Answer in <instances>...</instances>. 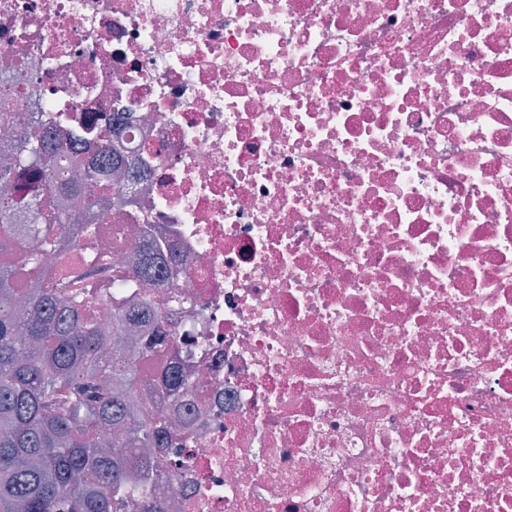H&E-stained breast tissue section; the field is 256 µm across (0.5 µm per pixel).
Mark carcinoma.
<instances>
[{"label": "carcinoma", "instance_id": "carcinoma-1", "mask_svg": "<svg viewBox=\"0 0 512 512\" xmlns=\"http://www.w3.org/2000/svg\"><path fill=\"white\" fill-rule=\"evenodd\" d=\"M0 166V512H165L153 461L175 438L167 404L195 391L168 363L175 339L152 289L171 273L148 238L112 298L107 328L66 291L54 259L81 249L135 176L110 119L61 143L9 129Z\"/></svg>", "mask_w": 512, "mask_h": 512}]
</instances>
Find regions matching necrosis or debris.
I'll list each match as a JSON object with an SVG mask.
<instances>
[{"label":"necrosis or debris","instance_id":"obj_1","mask_svg":"<svg viewBox=\"0 0 512 512\" xmlns=\"http://www.w3.org/2000/svg\"><path fill=\"white\" fill-rule=\"evenodd\" d=\"M0 112L120 113L197 385L166 512H512V0H0Z\"/></svg>","mask_w":512,"mask_h":512}]
</instances>
